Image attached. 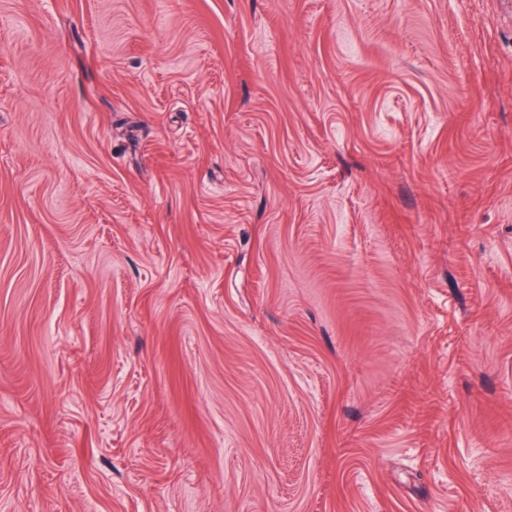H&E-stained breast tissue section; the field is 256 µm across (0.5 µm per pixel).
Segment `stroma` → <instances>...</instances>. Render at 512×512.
Returning <instances> with one entry per match:
<instances>
[{"mask_svg": "<svg viewBox=\"0 0 512 512\" xmlns=\"http://www.w3.org/2000/svg\"><path fill=\"white\" fill-rule=\"evenodd\" d=\"M0 512H512V0H0Z\"/></svg>", "mask_w": 512, "mask_h": 512, "instance_id": "stroma-1", "label": "stroma"}]
</instances>
